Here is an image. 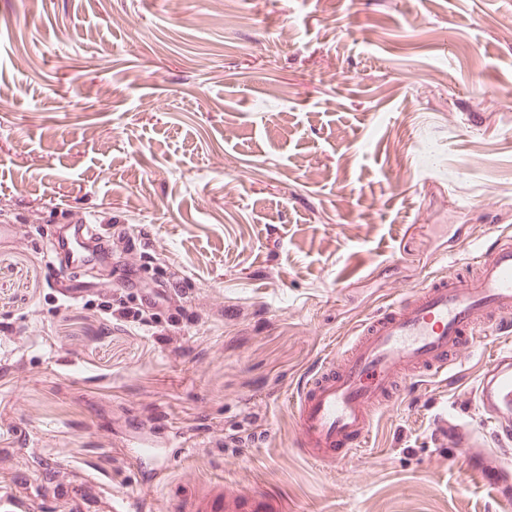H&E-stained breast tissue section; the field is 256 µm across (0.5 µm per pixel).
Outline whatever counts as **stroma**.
I'll use <instances>...</instances> for the list:
<instances>
[{
    "label": "stroma",
    "instance_id": "obj_1",
    "mask_svg": "<svg viewBox=\"0 0 512 512\" xmlns=\"http://www.w3.org/2000/svg\"><path fill=\"white\" fill-rule=\"evenodd\" d=\"M0 99V491L103 512L75 492L91 471L138 512L212 478L288 512H512L483 479L512 444L476 403L512 335L333 466L297 454L288 406L383 300L512 236V0H0ZM78 219L112 258L70 300L48 244ZM148 288L180 315L99 307ZM137 441L178 446L148 488ZM101 307L102 310L104 311V314L108 315L110 318H115L116 320L121 319L127 322L142 324L145 326L148 325L152 328L157 327V325H153L156 322L154 318H152L153 316L157 315L151 313L150 317L148 318L146 315H144L146 311L141 308H129L126 306H122L121 304L114 307L112 305V298L103 300L101 303Z\"/></svg>",
    "mask_w": 512,
    "mask_h": 512
}]
</instances>
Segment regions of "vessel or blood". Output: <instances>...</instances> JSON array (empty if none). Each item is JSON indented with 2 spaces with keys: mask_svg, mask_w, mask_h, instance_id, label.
Listing matches in <instances>:
<instances>
[{
  "mask_svg": "<svg viewBox=\"0 0 512 512\" xmlns=\"http://www.w3.org/2000/svg\"><path fill=\"white\" fill-rule=\"evenodd\" d=\"M104 242L97 225L79 220L65 242L49 245L54 280L76 298L73 273L85 265L74 246ZM465 276L440 274L408 290L363 320L354 336L309 372L289 399L295 420V447L306 460L333 464L368 448L376 410L399 401L408 386L452 374L461 347L488 334L512 332V237L496 236L474 253ZM483 415L512 431V355H496L478 388ZM127 458L142 477L153 479L152 462L161 449L137 447ZM272 490L239 494L221 479L207 483L183 505L184 512H286Z\"/></svg>",
  "mask_w": 512,
  "mask_h": 512,
  "instance_id": "1",
  "label": "vessel or blood"
}]
</instances>
